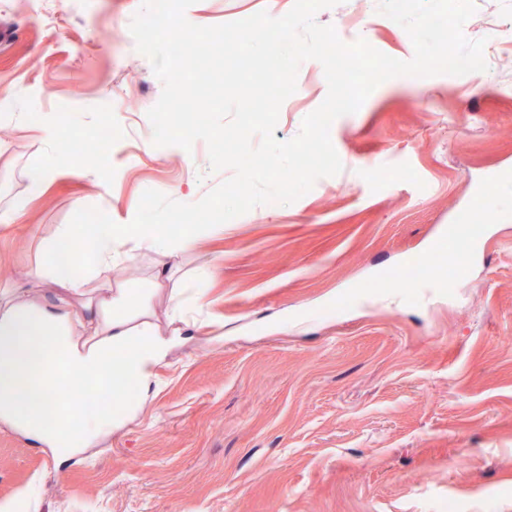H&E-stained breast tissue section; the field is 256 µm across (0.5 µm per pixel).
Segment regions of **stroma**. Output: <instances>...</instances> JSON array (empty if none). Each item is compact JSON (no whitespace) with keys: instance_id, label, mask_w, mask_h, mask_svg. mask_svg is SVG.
<instances>
[{"instance_id":"obj_1","label":"stroma","mask_w":512,"mask_h":512,"mask_svg":"<svg viewBox=\"0 0 512 512\" xmlns=\"http://www.w3.org/2000/svg\"><path fill=\"white\" fill-rule=\"evenodd\" d=\"M294 0H196L199 26L279 18ZM141 0H0V287L25 279L62 224H127L145 190L194 203L229 179L208 148L158 147L163 84L129 24ZM380 0L317 12L345 43L412 59ZM300 64L275 137L325 99ZM67 139L44 134L46 121ZM130 128L96 156L69 142ZM343 169L291 204L224 223L173 279L209 275L126 423L59 461L0 428L11 512H512V41L486 71L380 84L336 119ZM68 156L39 195L29 183ZM485 225L462 278L411 290L384 274L426 255L456 214Z\"/></svg>"}]
</instances>
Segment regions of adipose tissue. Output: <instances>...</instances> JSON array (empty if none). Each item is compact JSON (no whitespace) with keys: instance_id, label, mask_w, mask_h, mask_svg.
<instances>
[{"instance_id":"ef3b65f1","label":"adipose tissue","mask_w":512,"mask_h":512,"mask_svg":"<svg viewBox=\"0 0 512 512\" xmlns=\"http://www.w3.org/2000/svg\"><path fill=\"white\" fill-rule=\"evenodd\" d=\"M210 231L209 225L196 224L169 237L154 225L138 224L129 236L123 227L99 224L82 241L91 263L81 274L61 258L62 246L74 238L73 225H59L42 239L30 276L63 294L53 309L18 287L0 297V425L66 458L88 448L91 437L124 423L135 406L134 397L123 390L125 381L147 380L148 360H161L169 349L167 330L151 319L154 302L179 259L195 252ZM139 255L151 257L152 267L139 284V304L132 310L126 306L127 289L107 288L99 272L120 268ZM105 346L121 354V362L105 366L100 354ZM52 353L65 360V374L52 370ZM62 387L72 402L91 405L88 424L57 417L54 407ZM116 400L121 408H113Z\"/></svg>"}]
</instances>
